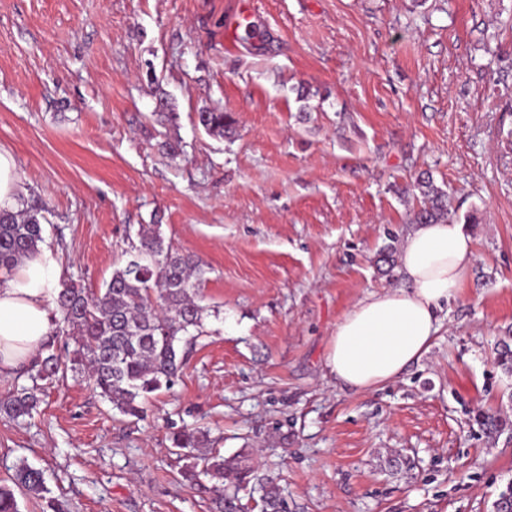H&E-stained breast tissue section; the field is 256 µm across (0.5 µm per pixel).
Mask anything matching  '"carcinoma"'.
<instances>
[{
	"label": "carcinoma",
	"mask_w": 512,
	"mask_h": 512,
	"mask_svg": "<svg viewBox=\"0 0 512 512\" xmlns=\"http://www.w3.org/2000/svg\"><path fill=\"white\" fill-rule=\"evenodd\" d=\"M198 122L219 136L234 124L230 114L218 110L198 113ZM416 188L424 199L416 223L448 219L447 194L429 180L418 182ZM41 219L34 210L0 211V269L9 270L38 252L44 242ZM125 255L124 263L113 269L98 292L90 293L73 282L60 289L59 319L44 347L48 355L36 362V378L49 380L68 368L87 367L100 396L120 414L138 419L150 394L175 384L185 355L181 346L203 333L209 309L201 304L199 285L206 270L199 257L167 242L159 224L142 226L138 242L131 243ZM68 328L77 333V348L67 364L52 350ZM39 404L37 387L22 388L0 400V415L23 420ZM173 444L193 460L183 477L212 494L213 512H244L240 492L253 481L262 490L264 512H286L278 485L257 476L247 450L225 458L207 447V432L196 428L174 433ZM16 487L41 495L46 492L43 472L18 466L13 485H0V512H18Z\"/></svg>",
	"instance_id": "obj_1"
}]
</instances>
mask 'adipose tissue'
<instances>
[{
	"label": "adipose tissue",
	"mask_w": 512,
	"mask_h": 512,
	"mask_svg": "<svg viewBox=\"0 0 512 512\" xmlns=\"http://www.w3.org/2000/svg\"><path fill=\"white\" fill-rule=\"evenodd\" d=\"M472 238L455 221L410 232L399 256L406 285L371 292L337 324L326 367L338 384L372 392L399 377L431 349L440 314L473 263ZM56 252L38 254L0 275V375L25 369L55 328L60 290Z\"/></svg>",
	"instance_id": "obj_1"
}]
</instances>
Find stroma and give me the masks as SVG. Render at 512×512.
Returning <instances> with one entry per match:
<instances>
[{
  "instance_id": "35a3bbf8",
  "label": "stroma",
  "mask_w": 512,
  "mask_h": 512,
  "mask_svg": "<svg viewBox=\"0 0 512 512\" xmlns=\"http://www.w3.org/2000/svg\"><path fill=\"white\" fill-rule=\"evenodd\" d=\"M0 0V148L41 210L61 279L98 291L140 225L207 265L212 316L141 419L76 372L32 418L0 417V483L46 491L20 512H209L172 438L253 449L287 512H494L512 484V0ZM231 113L222 137L199 112ZM448 196L474 260L430 352L380 390L326 357L378 259ZM13 484L21 491L30 495L40 496L46 491L43 472L26 464H21L17 467Z\"/></svg>"
}]
</instances>
